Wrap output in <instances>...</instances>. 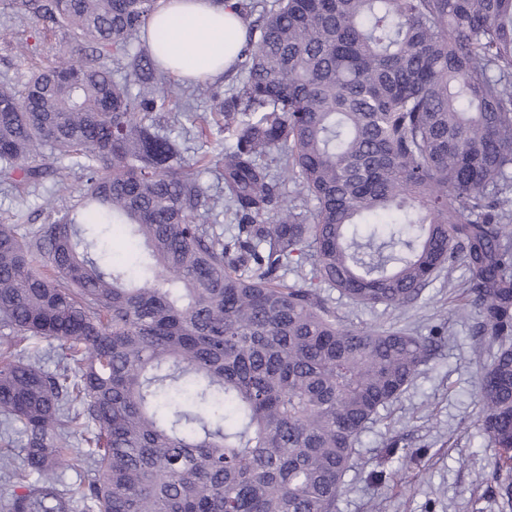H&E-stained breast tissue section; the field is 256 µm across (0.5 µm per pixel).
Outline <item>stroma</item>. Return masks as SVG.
<instances>
[{"mask_svg": "<svg viewBox=\"0 0 512 512\" xmlns=\"http://www.w3.org/2000/svg\"><path fill=\"white\" fill-rule=\"evenodd\" d=\"M33 25L23 10L0 0V81L23 85L32 72L77 45L63 32L45 30L34 52L22 53L18 44ZM185 107L172 114L154 112L165 129L183 144L187 162L211 153L214 141L199 139L196 127L207 107L192 81L170 79ZM45 177L36 184L0 179V222L20 229L46 223V199L58 183L78 199L84 190L79 170L60 169L45 159ZM468 278L463 267L441 274L408 308L392 310L350 304L336 289L324 296L338 316L358 326L390 322L429 337L440 332L444 343L397 399L381 408L362 433L336 501V512H504L495 474V455L488 437L479 429L481 407L476 392L480 376L477 356L486 355L488 340L478 333L474 311L460 312L455 297ZM398 450L386 456L388 441Z\"/></svg>", "mask_w": 512, "mask_h": 512, "instance_id": "1", "label": "stroma"}]
</instances>
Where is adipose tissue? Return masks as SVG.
<instances>
[{"label": "adipose tissue", "instance_id": "adipose-tissue-1", "mask_svg": "<svg viewBox=\"0 0 512 512\" xmlns=\"http://www.w3.org/2000/svg\"><path fill=\"white\" fill-rule=\"evenodd\" d=\"M164 48L158 57L179 79L222 76L235 62L244 31L232 10L212 0H160L146 25Z\"/></svg>", "mask_w": 512, "mask_h": 512}]
</instances>
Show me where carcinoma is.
<instances>
[{
    "mask_svg": "<svg viewBox=\"0 0 512 512\" xmlns=\"http://www.w3.org/2000/svg\"><path fill=\"white\" fill-rule=\"evenodd\" d=\"M18 4L93 56L0 83V175L35 182L48 151L85 179L49 222H0V476L27 483L6 512H334L437 339L355 326L322 290L397 310L457 263L496 347L479 426L512 472V0H236L244 77L198 84L231 142L227 236L152 117L181 108L137 45L158 0ZM93 217L130 264L101 261ZM27 336L59 343L54 369L15 356ZM76 448L93 478L62 489Z\"/></svg>",
    "mask_w": 512,
    "mask_h": 512,
    "instance_id": "cac0c4a2",
    "label": "carcinoma"
}]
</instances>
